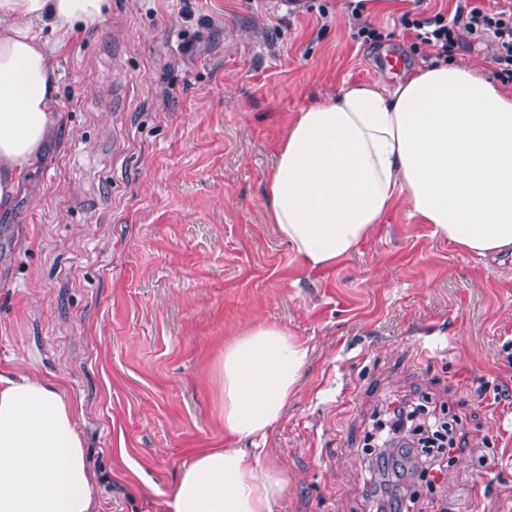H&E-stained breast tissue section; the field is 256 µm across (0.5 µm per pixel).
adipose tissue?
Returning <instances> with one entry per match:
<instances>
[{
    "label": "adipose tissue",
    "instance_id": "obj_1",
    "mask_svg": "<svg viewBox=\"0 0 512 512\" xmlns=\"http://www.w3.org/2000/svg\"><path fill=\"white\" fill-rule=\"evenodd\" d=\"M109 0H0V204L54 136V57ZM265 197L280 236L312 271L370 238L397 200L460 251L512 253V89L454 61L394 84L352 83L295 113ZM308 348L254 322L224 347V448L195 454L166 512H278L286 477L240 439L263 436L295 393ZM0 512H97L78 411L61 385L0 371Z\"/></svg>",
    "mask_w": 512,
    "mask_h": 512
}]
</instances>
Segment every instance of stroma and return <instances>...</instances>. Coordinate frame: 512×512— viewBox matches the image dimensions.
<instances>
[{
  "mask_svg": "<svg viewBox=\"0 0 512 512\" xmlns=\"http://www.w3.org/2000/svg\"><path fill=\"white\" fill-rule=\"evenodd\" d=\"M111 0L56 57L58 134L0 208V368L60 379L81 410L98 512H162L198 450L224 447L219 366L239 326L309 348L261 446L279 512H371L363 439L395 399L463 422L422 512H512V277L397 202L336 267L311 272L264 197L295 112L423 66L402 13L457 0ZM365 0H348L346 5L351 8V14L356 20L354 38L361 39L363 42H377L381 39V34L376 27H374L363 16L364 5L362 2Z\"/></svg>",
  "mask_w": 512,
  "mask_h": 512,
  "instance_id": "obj_1",
  "label": "stroma"
}]
</instances>
